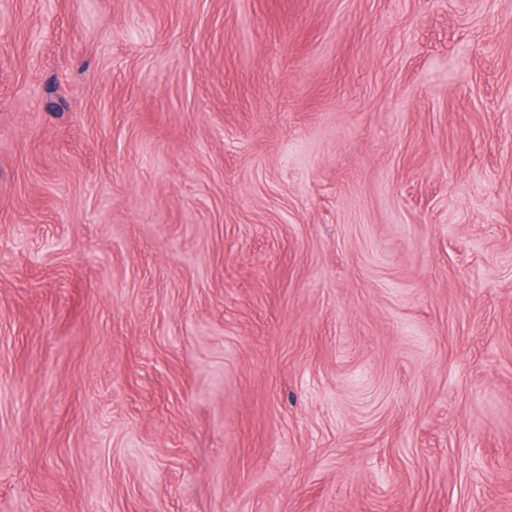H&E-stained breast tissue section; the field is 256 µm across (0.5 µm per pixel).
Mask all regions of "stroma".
<instances>
[{
	"mask_svg": "<svg viewBox=\"0 0 512 512\" xmlns=\"http://www.w3.org/2000/svg\"><path fill=\"white\" fill-rule=\"evenodd\" d=\"M0 512H512V0H0Z\"/></svg>",
	"mask_w": 512,
	"mask_h": 512,
	"instance_id": "stroma-1",
	"label": "stroma"
}]
</instances>
